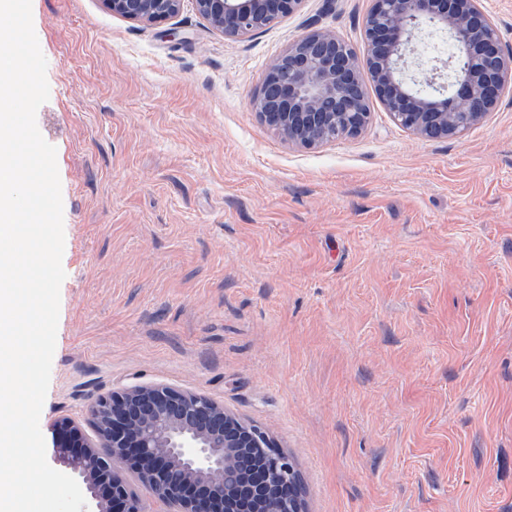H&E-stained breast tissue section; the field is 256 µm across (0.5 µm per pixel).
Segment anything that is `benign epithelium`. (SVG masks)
<instances>
[{
  "mask_svg": "<svg viewBox=\"0 0 512 512\" xmlns=\"http://www.w3.org/2000/svg\"><path fill=\"white\" fill-rule=\"evenodd\" d=\"M183 0H108L112 12L154 23ZM227 37L242 38L294 13L302 0H194ZM358 52L328 30L293 43L266 73L253 102L261 119L288 141L313 147L359 135L371 112L363 71L393 120L422 140L463 135L482 124L512 86V55L480 0H373ZM441 33L446 59H414L413 39ZM96 440L66 419L55 456L90 499L87 512H142L118 468L170 512H305L299 475L259 427L212 398L167 385L136 386L87 409Z\"/></svg>",
  "mask_w": 512,
  "mask_h": 512,
  "instance_id": "benign-epithelium-1",
  "label": "benign epithelium"
}]
</instances>
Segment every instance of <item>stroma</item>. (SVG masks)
<instances>
[{"instance_id":"obj_1","label":"stroma","mask_w":512,"mask_h":512,"mask_svg":"<svg viewBox=\"0 0 512 512\" xmlns=\"http://www.w3.org/2000/svg\"><path fill=\"white\" fill-rule=\"evenodd\" d=\"M371 0H303L244 39L32 0L65 244L40 416L163 384L264 430L306 512H512V92L426 141L377 97L289 144L253 108L290 42L355 49Z\"/></svg>"}]
</instances>
